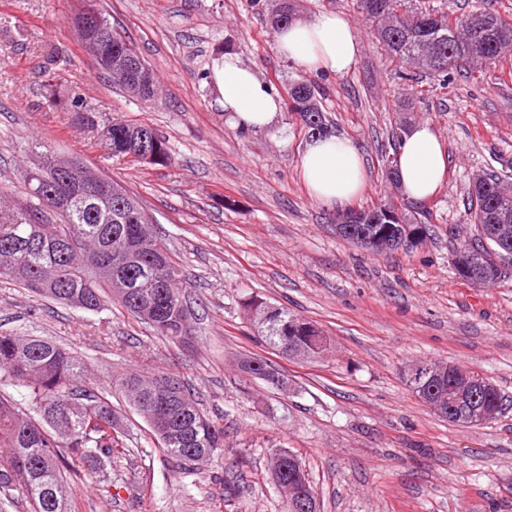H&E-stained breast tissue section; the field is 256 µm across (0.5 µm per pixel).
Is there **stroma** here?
<instances>
[{
  "instance_id": "35a3bbf8",
  "label": "stroma",
  "mask_w": 512,
  "mask_h": 512,
  "mask_svg": "<svg viewBox=\"0 0 512 512\" xmlns=\"http://www.w3.org/2000/svg\"><path fill=\"white\" fill-rule=\"evenodd\" d=\"M83 0H0V207L23 213L21 174L35 143L81 158L120 181L156 220L159 240L192 282L185 298L193 347L155 335L116 300L83 312L37 299L0 279V332L44 336L81 358L126 431L112 465L113 498L73 482L71 512H282L269 455L284 448L305 466L321 512H512V278L463 284L453 249L469 235L467 194L475 174L512 161V76L458 79L420 95L373 47L356 0H300L299 17L341 14L362 45L344 76L316 72L333 133L359 145L367 180L356 208L389 202L429 213L431 235L414 250L372 252L336 234L335 207L302 181L307 140L281 111L278 130L242 132L217 102L211 66L230 54L284 93L297 64L278 51L268 22L275 0H99L113 28L152 69L159 96L128 97L101 76L72 18ZM60 51L48 63L47 48ZM79 92L105 119L149 125L168 138L167 168L115 158L71 110L50 105L44 83ZM433 125L448 150L446 183L407 204L390 193L382 157L394 150L397 106ZM257 296L315 321L330 343L321 357H274L242 308ZM273 359L274 388L241 369ZM443 359L479 372L505 399L478 426L445 421L403 373ZM171 371L224 427L221 454L186 469L161 451L148 424L114 389L112 373Z\"/></svg>"
}]
</instances>
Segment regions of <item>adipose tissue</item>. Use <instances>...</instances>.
Masks as SVG:
<instances>
[{"label": "adipose tissue", "instance_id": "obj_1", "mask_svg": "<svg viewBox=\"0 0 512 512\" xmlns=\"http://www.w3.org/2000/svg\"><path fill=\"white\" fill-rule=\"evenodd\" d=\"M277 45L286 59L336 76L351 72L361 51L350 24L335 13L280 29ZM212 79L231 126L244 131L275 128L281 101L251 68L228 56L215 65ZM395 165L406 199L422 202L438 192L446 181L448 153L430 123H418L405 134ZM300 169L309 195L327 205L350 202L367 177L358 145L336 136L308 143Z\"/></svg>", "mask_w": 512, "mask_h": 512}]
</instances>
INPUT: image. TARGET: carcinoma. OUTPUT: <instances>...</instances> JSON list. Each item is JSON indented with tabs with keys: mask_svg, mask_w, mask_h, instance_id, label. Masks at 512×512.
Masks as SVG:
<instances>
[{
	"mask_svg": "<svg viewBox=\"0 0 512 512\" xmlns=\"http://www.w3.org/2000/svg\"><path fill=\"white\" fill-rule=\"evenodd\" d=\"M358 9L370 23L376 46L394 64L400 79H430L446 89L462 76L480 80L485 71L512 55V22L491 8H480L452 17L442 9H421L416 0H357ZM296 0H279L269 22L273 29L293 21ZM105 45L139 59L140 81L130 83L110 74L112 84L130 96L149 101L156 87L153 71L135 47L101 17ZM47 101L64 104L78 116V124L99 129V115L77 94L59 96L48 84ZM288 111L296 116L307 138L312 129L328 135L329 121L321 100L324 88L304 76L286 89ZM112 127L102 136L114 157L139 161L142 143H152V166L168 167L174 157L166 138L146 124L105 121ZM56 158L45 150L43 162L21 175V183L33 208H50L33 187L56 183ZM112 205L102 210L80 204L65 215L64 224H40L33 219L0 211V278L14 280L36 297L84 311H97L113 296L135 318L174 344L188 339L173 334L181 326L177 309L189 310L183 288L189 278L158 242L154 221L140 198L112 179ZM468 212L473 231L455 249L453 264L464 283L488 288L512 276V244L497 237L498 212L512 217V178L507 175L477 176L468 191ZM352 224H342L336 213V234L375 252L381 244L400 238L412 246L423 244L428 222L393 204L378 203L356 209ZM272 311L259 325L269 348L290 360L297 350L317 352L324 339L313 321L257 298L244 303ZM247 373L280 386V373L267 360L246 361ZM87 370L70 352L52 341L0 333V385L24 389V399L36 413L22 411L20 402L0 393V512L26 499L31 512H70L64 476L71 474L99 486L112 496V459L125 452L124 429L112 402L86 386ZM112 387L128 397L129 405L144 418L171 460L191 466L224 450V427L210 419L184 381H179L178 403L159 396L154 378L137 373H116ZM479 400L495 414L502 413L498 388L477 391Z\"/></svg>",
	"mask_w": 512,
	"mask_h": 512,
	"instance_id": "cac0c4a2",
	"label": "carcinoma"
}]
</instances>
